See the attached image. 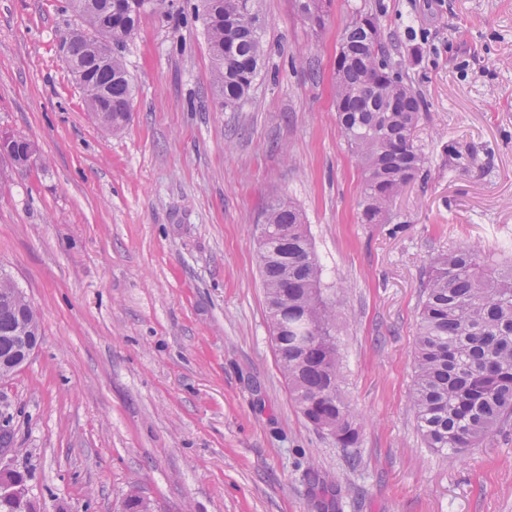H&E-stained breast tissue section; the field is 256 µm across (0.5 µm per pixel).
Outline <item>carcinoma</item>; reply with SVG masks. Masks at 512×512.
<instances>
[{"instance_id": "1", "label": "carcinoma", "mask_w": 512, "mask_h": 512, "mask_svg": "<svg viewBox=\"0 0 512 512\" xmlns=\"http://www.w3.org/2000/svg\"><path fill=\"white\" fill-rule=\"evenodd\" d=\"M112 10L102 25L87 0H67L82 29L62 37L65 62L94 121L112 134L130 120L132 84L117 54L139 28L142 15L159 11L165 0H97ZM235 0H211L202 12L212 65V96L235 108L259 75L265 50L258 10L244 11ZM329 0H295L304 20L323 27ZM347 51L336 76L338 130L361 168L360 219L380 224L395 198L421 169L415 141L424 103L386 45L370 43L360 19L347 26L338 51ZM37 148L30 140L0 135V156L26 170ZM266 255L260 263L276 351L298 410L310 423L342 434L344 447L357 443L356 414L345 397L336 339V303L323 285L324 267L316 254L303 213L274 200L264 212ZM418 313L414 380L409 402L427 447L443 454L476 447L502 420L512 416V270L495 275L481 251L463 245L431 259ZM23 328L39 336V320L21 291L0 276V353L15 346Z\"/></svg>"}]
</instances>
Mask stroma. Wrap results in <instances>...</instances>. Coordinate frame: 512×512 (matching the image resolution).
Wrapping results in <instances>:
<instances>
[{
	"label": "stroma",
	"instance_id": "obj_1",
	"mask_svg": "<svg viewBox=\"0 0 512 512\" xmlns=\"http://www.w3.org/2000/svg\"><path fill=\"white\" fill-rule=\"evenodd\" d=\"M200 0H166L121 51L123 134L89 116L60 39L66 0H0V272L41 339L0 380V463L38 512H512V419L466 453L426 448L409 403L435 253L512 258V0H332L311 31L259 0L263 68L235 110L211 97ZM376 15L425 108L424 164L383 223L359 219L360 168L336 125L334 66ZM305 215L335 293L344 448L297 410L271 341L257 236L268 202ZM11 135H0V156L7 157L16 170L24 171L36 157L37 148L30 140Z\"/></svg>",
	"mask_w": 512,
	"mask_h": 512
}]
</instances>
